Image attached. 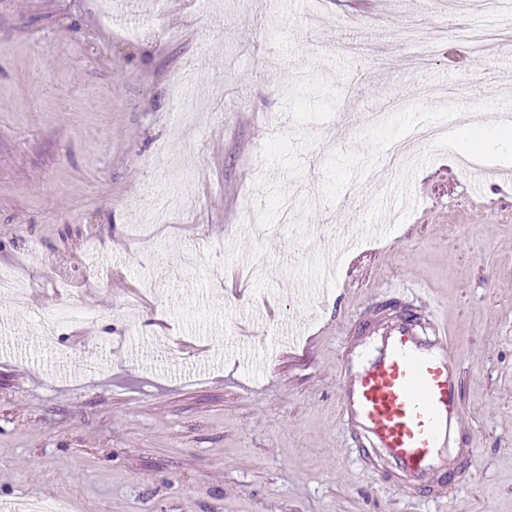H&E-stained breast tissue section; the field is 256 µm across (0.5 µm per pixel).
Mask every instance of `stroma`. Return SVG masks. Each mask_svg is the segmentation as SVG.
<instances>
[{
  "mask_svg": "<svg viewBox=\"0 0 512 512\" xmlns=\"http://www.w3.org/2000/svg\"><path fill=\"white\" fill-rule=\"evenodd\" d=\"M459 3L148 0L131 39L99 0H0V273L29 298L0 293V512H512V139L461 146L512 104V0ZM474 24L504 42L475 53ZM416 121L447 141L389 166ZM188 173L196 207L155 230ZM66 301L63 358L37 320ZM394 306L460 353L476 457L437 501L339 419L350 329ZM193 76L186 74L181 76L174 87V99L178 112L184 116L192 115L194 112H204L201 102L192 92Z\"/></svg>",
  "mask_w": 512,
  "mask_h": 512,
  "instance_id": "1",
  "label": "stroma"
}]
</instances>
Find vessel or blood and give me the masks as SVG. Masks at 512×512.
<instances>
[{
    "label": "vessel or blood",
    "mask_w": 512,
    "mask_h": 512,
    "mask_svg": "<svg viewBox=\"0 0 512 512\" xmlns=\"http://www.w3.org/2000/svg\"><path fill=\"white\" fill-rule=\"evenodd\" d=\"M351 336L339 415L362 464L395 481L408 500L445 497L475 455L459 433L461 382L446 326L391 308L359 319Z\"/></svg>",
    "instance_id": "vessel-or-blood-1"
}]
</instances>
